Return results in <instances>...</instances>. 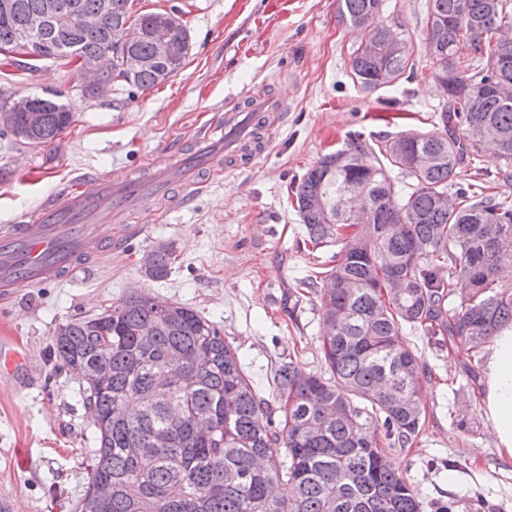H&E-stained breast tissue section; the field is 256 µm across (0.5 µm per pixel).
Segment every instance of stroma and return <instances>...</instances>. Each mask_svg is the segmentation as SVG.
Segmentation results:
<instances>
[{"mask_svg": "<svg viewBox=\"0 0 512 512\" xmlns=\"http://www.w3.org/2000/svg\"><path fill=\"white\" fill-rule=\"evenodd\" d=\"M386 20L402 23L412 70L364 92L350 77L356 37L337 18L336 0H136L142 12H180L189 35L182 69L139 90L83 96L75 67L41 62L13 70L10 91L59 93L71 127L33 147L0 137V230L78 176L140 174L189 145L199 128H224L229 107L262 94L285 105L270 147L249 164L220 161L178 206L159 200L113 225L118 247L69 283L22 288L0 299V346L16 357L0 371V503L5 512H73L92 472L96 432L79 383L50 353L55 327L100 312L134 290L177 302L217 322L264 397L274 373L295 357L323 372L320 300L297 283L323 267L328 251H308L288 203L291 183L325 153L361 135L368 146L410 127L436 130L442 97L424 48L427 0H386ZM159 244L177 259L162 280L142 257ZM421 375L425 426L409 448L390 454L423 512H512V463L496 447L471 380L466 353L410 338ZM457 485H449V474Z\"/></svg>", "mask_w": 512, "mask_h": 512, "instance_id": "stroma-1", "label": "stroma"}]
</instances>
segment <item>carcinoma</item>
<instances>
[{"label":"carcinoma","instance_id":"carcinoma-1","mask_svg":"<svg viewBox=\"0 0 512 512\" xmlns=\"http://www.w3.org/2000/svg\"><path fill=\"white\" fill-rule=\"evenodd\" d=\"M108 9H102L103 3ZM134 0H0V54L23 71L37 65L20 40L31 15L57 10L32 50L53 56L59 38L78 43L85 64L111 51L100 70L111 86L152 88L184 58L159 56V13ZM385 0H338L341 25L356 30L351 78L380 89L405 74L410 39L383 16ZM99 14L94 30L79 17ZM132 32L126 44L112 29ZM431 77L448 96L432 132L402 131L372 149L356 135L324 154L291 187L292 206L312 248L338 247L324 271L299 288L320 290L328 377L290 359L268 400L253 387L217 323L177 302L138 291L54 330L52 353L78 380L96 429L95 464L76 512H422L386 448L404 447L423 427L419 366L404 329L480 354L512 325V200L496 192L512 179V0H428ZM133 53L144 65L129 75ZM40 121L17 112L0 128L33 146L73 123L70 106L38 98ZM486 143L498 175L467 185L461 173ZM396 168L404 187L390 176ZM146 275L165 278L176 256L159 244ZM385 446H380L378 428Z\"/></svg>","mask_w":512,"mask_h":512}]
</instances>
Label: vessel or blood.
I'll use <instances>...</instances> for the list:
<instances>
[{"mask_svg": "<svg viewBox=\"0 0 512 512\" xmlns=\"http://www.w3.org/2000/svg\"><path fill=\"white\" fill-rule=\"evenodd\" d=\"M268 101L253 96L234 107L220 142L224 157L235 156L253 141ZM209 130L200 131L194 146L175 159L155 164L137 176L101 174L74 180L44 199L18 224L0 233V296L15 289L71 278L100 255L112 225L126 214L166 198L172 185L197 187V175L212 169Z\"/></svg>", "mask_w": 512, "mask_h": 512, "instance_id": "b4317fda", "label": "vessel or blood"}]
</instances>
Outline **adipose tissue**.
Here are the masks:
<instances>
[{"label":"adipose tissue","mask_w":512,"mask_h":512,"mask_svg":"<svg viewBox=\"0 0 512 512\" xmlns=\"http://www.w3.org/2000/svg\"><path fill=\"white\" fill-rule=\"evenodd\" d=\"M483 409L500 454L512 461V325L489 343L483 366Z\"/></svg>","instance_id":"obj_1"}]
</instances>
